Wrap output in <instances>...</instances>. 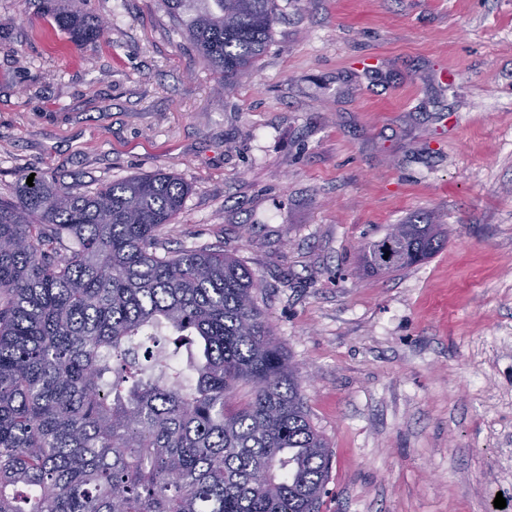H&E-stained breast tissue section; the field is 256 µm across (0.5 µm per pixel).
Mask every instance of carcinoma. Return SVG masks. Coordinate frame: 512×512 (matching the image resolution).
<instances>
[{
  "mask_svg": "<svg viewBox=\"0 0 512 512\" xmlns=\"http://www.w3.org/2000/svg\"><path fill=\"white\" fill-rule=\"evenodd\" d=\"M79 0H39L82 46L105 28ZM227 80L266 49L274 0H164ZM0 197V512H320L332 450L256 293L222 249L157 252L189 187L155 171L81 192L39 173ZM364 246L363 269L439 252V224ZM164 351L197 354L182 383ZM249 388L245 398L240 387Z\"/></svg>",
  "mask_w": 512,
  "mask_h": 512,
  "instance_id": "carcinoma-1",
  "label": "carcinoma"
}]
</instances>
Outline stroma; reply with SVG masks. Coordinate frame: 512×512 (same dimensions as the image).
Segmentation results:
<instances>
[{
	"label": "stroma",
	"mask_w": 512,
	"mask_h": 512,
	"mask_svg": "<svg viewBox=\"0 0 512 512\" xmlns=\"http://www.w3.org/2000/svg\"><path fill=\"white\" fill-rule=\"evenodd\" d=\"M75 46L0 0V196L162 170L160 251L223 248L296 363L333 452L321 512H512V0H276L224 82L161 0H87ZM443 224L359 271L389 225ZM396 225L403 229L400 236L393 234ZM389 230L364 246L361 260L365 271L379 274L409 268L439 252L448 239L441 224H392Z\"/></svg>",
	"instance_id": "obj_1"
}]
</instances>
